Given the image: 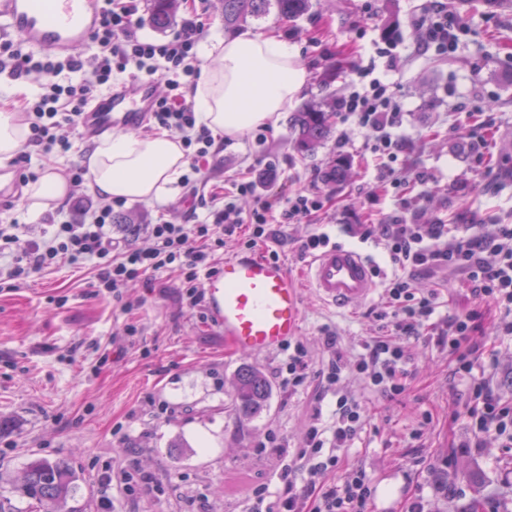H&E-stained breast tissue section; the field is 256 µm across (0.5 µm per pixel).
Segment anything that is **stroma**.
<instances>
[{
	"mask_svg": "<svg viewBox=\"0 0 512 512\" xmlns=\"http://www.w3.org/2000/svg\"><path fill=\"white\" fill-rule=\"evenodd\" d=\"M467 25L448 56L417 46L416 21L430 0H318L310 15L292 22L249 20L245 32L277 30L296 45L309 80L283 112L277 127L258 126L224 143V161L206 163L208 183L228 184L273 167L270 195L301 190L326 200L320 214L331 244L354 248L373 265L390 269L383 245L360 238L359 227L386 219L401 204L427 224H512V9L486 0H448ZM398 40L391 59L377 57L387 30ZM375 64L403 108L395 135L405 146L397 162L373 150V136L335 116L330 137L311 155L297 151L288 121L306 105L342 94L358 67ZM337 66L327 84L321 73ZM352 162L343 185L325 182L336 158ZM425 182H416L417 174ZM193 217L184 188L153 204L122 203L113 221ZM306 225L260 245L276 251L291 273L308 257L301 251ZM92 265L61 266L0 288V475L18 477L29 460H65L79 490L73 512H99L111 499L115 512H246L252 487L281 491L282 472L306 443L314 412L330 417L333 396H322L319 369L330 357L326 333L338 338L344 357L378 335L371 314L377 298L342 310L302 290L299 340L311 360L298 391L280 384L286 351L248 357L232 353L207 307H189L182 278L160 273L131 282L122 299L94 288ZM420 292L437 294L440 311L462 314L476 307L463 278L439 283L416 277ZM140 333L119 343L128 326ZM485 324L476 341L495 350L493 382L512 399V343L494 340ZM408 391L385 398L369 391L359 375L345 389L362 401L368 419L346 462L365 470L374 493L366 512H460L471 497L467 483L449 481L440 496V471L476 468L489 512H512V447L489 440L474 447L463 420L467 392L454 385L455 368L428 337L411 340ZM258 370L270 386L266 409L245 416L233 408L242 367ZM134 464L152 491L102 485L113 463Z\"/></svg>",
	"mask_w": 512,
	"mask_h": 512,
	"instance_id": "obj_1",
	"label": "stroma"
}]
</instances>
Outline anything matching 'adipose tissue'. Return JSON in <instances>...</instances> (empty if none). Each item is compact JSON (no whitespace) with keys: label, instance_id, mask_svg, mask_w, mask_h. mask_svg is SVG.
<instances>
[{"label":"adipose tissue","instance_id":"ef3b65f1","mask_svg":"<svg viewBox=\"0 0 512 512\" xmlns=\"http://www.w3.org/2000/svg\"><path fill=\"white\" fill-rule=\"evenodd\" d=\"M195 78L196 121L215 138L236 139L258 125H278L305 86L306 68L281 34H242L201 45ZM88 187L99 197L152 203L170 196L187 160L166 130L121 132L103 139L84 159Z\"/></svg>","mask_w":512,"mask_h":512}]
</instances>
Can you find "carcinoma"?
<instances>
[{
    "label": "carcinoma",
    "mask_w": 512,
    "mask_h": 512,
    "mask_svg": "<svg viewBox=\"0 0 512 512\" xmlns=\"http://www.w3.org/2000/svg\"><path fill=\"white\" fill-rule=\"evenodd\" d=\"M149 22L159 31H165L175 20L178 0H150ZM224 16V30L233 32L250 19H261L270 14L282 21H291L309 13L311 0H219ZM335 109L304 108L292 118L296 134V148L310 153L329 137ZM350 161L338 158L326 173L328 182L337 184L346 180ZM268 395V385L262 374L250 368L242 369L236 379L234 408L244 415L258 413ZM78 485L70 468L62 460L32 459L22 477L11 484L10 492L29 500L39 512H71L69 501L74 499Z\"/></svg>",
    "instance_id": "1"
}]
</instances>
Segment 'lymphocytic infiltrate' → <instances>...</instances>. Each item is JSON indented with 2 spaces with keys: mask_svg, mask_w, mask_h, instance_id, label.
Here are the masks:
<instances>
[{
  "mask_svg": "<svg viewBox=\"0 0 512 512\" xmlns=\"http://www.w3.org/2000/svg\"><path fill=\"white\" fill-rule=\"evenodd\" d=\"M141 27L138 0H104L90 56L41 58L23 42L0 41V74L12 80L34 74L43 77L39 92L24 99L19 110L30 130L29 145L62 155L76 152L83 141L80 116L93 91L111 87L114 76L125 72L139 79L163 81L166 91L150 112L149 121L179 136L188 160L181 184L191 195L194 208L201 210V220L136 225L134 232L143 242L134 245L127 238L114 236L112 203L99 199L88 202L78 217L54 225L49 233L33 235L25 225L1 224L0 255L12 258L6 272L11 280H24L63 263H93L99 288L115 296L133 280L177 272L187 285L188 305L197 307L204 300L198 281L219 272L222 250L252 249L277 238L282 229L312 223L324 203L321 196L307 191L270 201L262 178L243 179L229 189L207 186L200 163L215 140L207 128L197 126L188 99L197 63L194 48L204 27L189 19L161 39L141 35ZM418 27L420 47L444 53L455 47L465 29L449 14L445 0H432ZM371 72V67L362 68V83L351 84L347 94L336 98V110L373 133L378 151L393 159L402 149L392 134L401 121L402 107ZM241 195L256 197L257 204L250 212H242L238 206ZM361 236L382 244L395 266L384 283L385 305L376 314L381 333L365 341L361 352L350 360L337 354L335 336H325L324 344L333 356L320 375L336 395L334 420L328 426L311 421L305 447L284 468L283 490L272 495L266 489H254L248 512H363L372 495L364 470H352L336 483L327 480L330 473L342 468L340 452L358 436L367 417L364 405L345 392L344 381L347 373L354 372L374 392L390 398L402 395L410 364L406 344L413 338H431L454 360L456 375L467 384L465 416L474 443L493 439L512 446V402L502 400L487 377L474 373L479 350L475 338L483 329L482 312L474 309L438 316L436 295L419 294L413 285L415 273L422 270L463 276L472 295L492 306L499 330L511 336L512 225L486 229L474 224L458 235L446 224L421 223L418 212L405 207L383 223L363 225Z\"/></svg>",
  "mask_w": 512,
  "mask_h": 512,
  "instance_id": "obj_1",
  "label": "lymphocytic infiltrate"
}]
</instances>
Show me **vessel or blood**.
<instances>
[{
	"instance_id": "1",
	"label": "vessel or blood",
	"mask_w": 512,
	"mask_h": 512,
	"mask_svg": "<svg viewBox=\"0 0 512 512\" xmlns=\"http://www.w3.org/2000/svg\"><path fill=\"white\" fill-rule=\"evenodd\" d=\"M101 0H0V26L36 49L69 54L87 45L101 15ZM158 100L156 81L134 79L92 95L81 131L94 139L142 126ZM322 301L350 308L370 299L377 282L360 251L329 247L313 256L301 278L261 255L239 253L207 278V304L226 343L237 353L260 356L279 351L301 324L300 282Z\"/></svg>"
}]
</instances>
